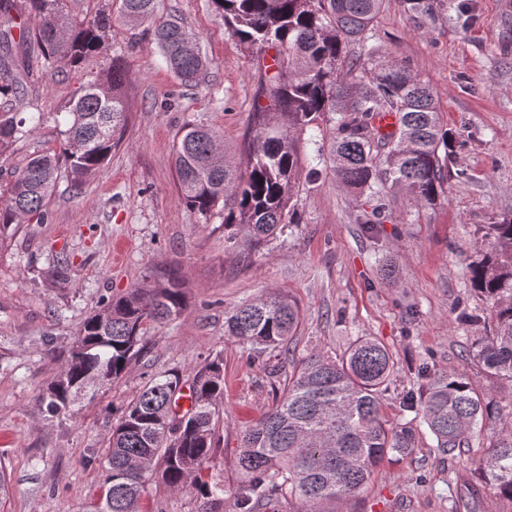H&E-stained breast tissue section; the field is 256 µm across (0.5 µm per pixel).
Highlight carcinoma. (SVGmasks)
<instances>
[{"instance_id": "carcinoma-1", "label": "carcinoma", "mask_w": 512, "mask_h": 512, "mask_svg": "<svg viewBox=\"0 0 512 512\" xmlns=\"http://www.w3.org/2000/svg\"><path fill=\"white\" fill-rule=\"evenodd\" d=\"M90 20H76L65 0H0V101L21 99L26 81L14 73L13 49L38 57L48 69L77 66L104 52L112 11L125 23H152L167 65L190 87L205 82L206 61L197 38L174 18L155 15V0H109ZM224 14L231 35L262 53L275 50L266 66L269 100L254 113L247 166L238 170L224 152L223 137L189 123L174 145L175 172L187 206L206 216L224 205V241L249 254L270 242L284 224L295 222L292 199L302 170L319 175L322 147L306 155L302 133L333 122L330 164L346 189L375 201L360 223L373 232L384 213L382 200L401 191L421 204L445 196L448 144L430 85L365 41L385 0H210ZM422 23L433 20L430 0H406ZM34 20L19 38L12 29L22 17ZM360 45L357 55L348 47ZM125 72L111 64L89 79L73 100L61 131L60 153L38 155L0 189V237L34 215L47 217L46 204L61 170L79 192L122 140L127 124ZM395 117L384 128L380 118ZM43 115L27 118L0 110V154L31 135ZM485 245L469 263L471 288L491 303L489 335L475 343L473 357L489 375L512 383V216L486 227ZM186 307L175 271L152 288H133L89 317L39 402L51 416H71L76 391L112 385L148 343L146 326L180 316ZM300 322L298 305L270 294L229 311L224 333L256 353L280 352ZM397 368L392 352L371 338L352 343L339 358L322 352L301 358L287 385L276 390L271 409L244 430L238 471L245 491L236 512H258L278 496L296 499L300 512H326L359 492L385 458L402 459L417 447L409 422L392 425L381 398ZM418 388L405 407L417 413L446 454L466 448L471 434L499 422L508 433L489 444L478 478L512 501V414L496 398L473 387L454 370L418 369ZM182 379L173 370L153 379L136 399L119 409L106 453L107 475L90 512H139L149 482L190 488L199 512H216L227 493L222 482L205 477L220 447L216 401L224 394V359H208L189 387L191 407L174 409Z\"/></svg>"}]
</instances>
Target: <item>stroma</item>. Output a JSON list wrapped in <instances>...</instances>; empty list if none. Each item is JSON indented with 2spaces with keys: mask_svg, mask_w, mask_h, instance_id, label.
Listing matches in <instances>:
<instances>
[{
  "mask_svg": "<svg viewBox=\"0 0 512 512\" xmlns=\"http://www.w3.org/2000/svg\"><path fill=\"white\" fill-rule=\"evenodd\" d=\"M435 20L420 25L404 0H386L370 32L372 44L404 62L433 88L454 133L448 193L432 205L386 195L374 233L360 216L366 196L347 193L331 169L301 180L296 223L244 259L224 242V212L187 207L177 187L173 145L195 121L220 132L238 166L271 62L228 32L210 0H156L157 13L182 20L208 62L204 84L187 87L170 71L146 25L113 20L107 49L82 65L49 71L29 63L21 115L40 112L42 125L0 154V183L35 155L57 150L58 122L79 88L109 64L126 73L129 125L122 143L75 192L60 177L48 217L0 240V463L9 492L0 512H88L103 472L88 464L112 432L108 405L130 402L143 386L177 368L185 380L213 353L224 358V398L217 408L221 450L212 476L228 489L219 512H234L243 486L237 457L243 431L271 407L274 391L296 358L343 355L358 337L395 355L398 369L382 395L392 423L411 420L402 398L417 388L427 364L466 375L512 412V384L489 376L472 358L485 335L489 306L469 284L468 257L479 230L512 215V17L497 0H433ZM393 277L382 273L384 265ZM178 270L188 308L151 326L149 344L126 373L74 416L52 418L37 398L60 368L85 319L130 288ZM275 291L301 312L287 353L252 358L247 344L226 336L224 315L243 301ZM406 459L384 462L339 512H512V501L481 483L475 470L497 424L475 431L468 448L439 454L425 425ZM143 512H197L191 490L150 483Z\"/></svg>",
  "mask_w": 512,
  "mask_h": 512,
  "instance_id": "1",
  "label": "stroma"
}]
</instances>
